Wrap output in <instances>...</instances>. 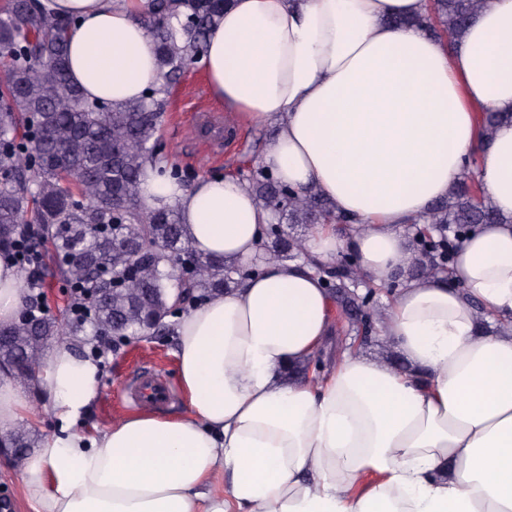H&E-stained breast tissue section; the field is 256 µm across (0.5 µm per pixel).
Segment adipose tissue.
I'll use <instances>...</instances> for the list:
<instances>
[{
    "label": "adipose tissue",
    "mask_w": 512,
    "mask_h": 512,
    "mask_svg": "<svg viewBox=\"0 0 512 512\" xmlns=\"http://www.w3.org/2000/svg\"><path fill=\"white\" fill-rule=\"evenodd\" d=\"M73 19L68 76L121 105L157 86L148 0H48ZM426 0H230L200 58L212 97L274 126L260 163L313 188L348 227L318 225L307 263L258 272L183 314L180 415L141 411L100 433L77 424L100 370L62 342L38 388L57 426L22 467L34 512H512V0H486L447 42L395 17ZM508 113L475 152L484 114ZM505 224L457 248L448 277L408 274L406 229L447 198L470 156ZM140 196L177 208L193 249L245 268L272 215L230 175L185 184L145 167ZM353 254L366 279L404 285L382 336L405 368L360 352L300 379L333 330L311 266ZM28 293L0 255V325ZM28 389L0 378V446L36 419Z\"/></svg>",
    "instance_id": "1"
}]
</instances>
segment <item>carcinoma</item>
Returning <instances> with one entry per match:
<instances>
[{
	"label": "carcinoma",
	"mask_w": 512,
	"mask_h": 512,
	"mask_svg": "<svg viewBox=\"0 0 512 512\" xmlns=\"http://www.w3.org/2000/svg\"><path fill=\"white\" fill-rule=\"evenodd\" d=\"M484 0H430L423 18L394 23L423 25L459 37ZM224 13V0H151L146 23L159 61V87L120 106L87 101L68 79L66 56L72 21L41 0H0V247L13 243L23 219L37 224L68 285L81 290L84 311L65 323L44 312L24 324L0 327V366L21 380L36 379L54 336H139L143 322L172 329L169 297L176 286L171 265L190 262L181 284L196 301L222 292L233 274L224 263L196 254L174 208L152 210L139 194L149 162H163L154 135L162 121V94L188 62L205 52L207 37ZM248 187L276 224H343L333 204L315 190L298 191L259 164ZM512 222L490 204L476 173L465 168L448 200L425 223L453 228L448 242L422 240L451 263L458 241L480 224ZM21 452L34 444L26 425L14 434Z\"/></svg>",
	"instance_id": "cac0c4a2"
}]
</instances>
